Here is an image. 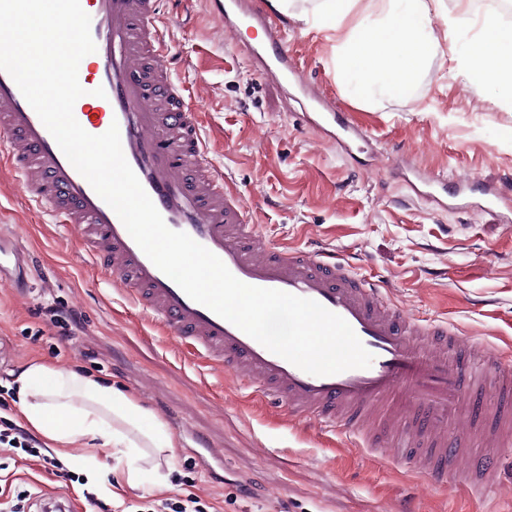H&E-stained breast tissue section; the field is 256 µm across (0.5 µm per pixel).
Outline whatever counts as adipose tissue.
I'll use <instances>...</instances> for the list:
<instances>
[{
    "label": "adipose tissue",
    "instance_id": "ef3b65f1",
    "mask_svg": "<svg viewBox=\"0 0 512 512\" xmlns=\"http://www.w3.org/2000/svg\"><path fill=\"white\" fill-rule=\"evenodd\" d=\"M360 0H319L298 21L336 35V83L349 99L366 104L384 95L412 97L420 74L442 42L461 43L466 77L488 84L512 104V25L486 15L477 34L467 16L449 14L443 0H369L376 19L355 27L345 22ZM25 423L51 447H76L83 439L126 449L129 457L172 460L176 441L165 425L122 390L75 370L43 364L19 376Z\"/></svg>",
    "mask_w": 512,
    "mask_h": 512
}]
</instances>
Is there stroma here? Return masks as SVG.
<instances>
[{
    "label": "stroma",
    "mask_w": 512,
    "mask_h": 512,
    "mask_svg": "<svg viewBox=\"0 0 512 512\" xmlns=\"http://www.w3.org/2000/svg\"><path fill=\"white\" fill-rule=\"evenodd\" d=\"M316 0H295L293 16L268 9L286 32L302 80L336 99L337 111L367 134V150L345 155L302 126L286 99L243 54L256 28L222 37L208 0L190 13L162 8L173 34L169 66L194 101L204 138L223 144L212 160L236 187L271 245L327 247L357 272L387 282L406 312L448 321L512 360V211L442 209L417 198L394 173L398 161L444 177L512 192V106L463 77L460 53L443 50L421 75L413 99L346 97L333 68V40L295 20ZM0 234L29 253L30 288H0V416L21 424L17 377L30 363L74 369L119 387L165 424L177 447L158 477L128 488V460L86 440L61 468L21 448L0 447V512H40L60 489L70 512H158L195 498L203 512H512V497L472 498L463 483L470 457L447 482L432 480L392 448L369 450L286 409L247 382L207 372L205 361L151 324L104 272L87 265L74 230L29 206L22 189L0 190ZM77 312V325H50ZM217 448L210 457L195 438Z\"/></svg>",
    "instance_id": "1"
}]
</instances>
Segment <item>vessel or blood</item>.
I'll use <instances>...</instances> for the list:
<instances>
[{
    "label": "vessel or blood",
    "instance_id": "obj_1",
    "mask_svg": "<svg viewBox=\"0 0 512 512\" xmlns=\"http://www.w3.org/2000/svg\"><path fill=\"white\" fill-rule=\"evenodd\" d=\"M97 50L78 69L86 94L74 116L88 133L118 124L126 160L163 217L217 255L242 282L317 301L344 318L372 354L370 367L314 376L272 353L232 323L189 298L132 239L116 213L65 157L6 72L0 71V146L9 165L0 178L26 189L54 223L77 230L93 268L108 272L127 298L181 345L226 375L254 383L289 415L375 449L430 447L428 474L474 444L512 445V365L447 322L408 316L387 298L384 282L355 273L327 249L270 245L232 178L211 160L195 111L167 66L172 51L158 0H80ZM264 40L255 54L265 75L287 83L293 60L282 27L256 16ZM104 88L105 97L94 96ZM306 127H321L344 149L365 140L328 94L313 97ZM481 210L512 207V194L489 185ZM23 251L0 237V285L28 286ZM492 400L493 411L483 407ZM470 490L483 498L500 479L491 462L476 467Z\"/></svg>",
    "mask_w": 512,
    "mask_h": 512
}]
</instances>
